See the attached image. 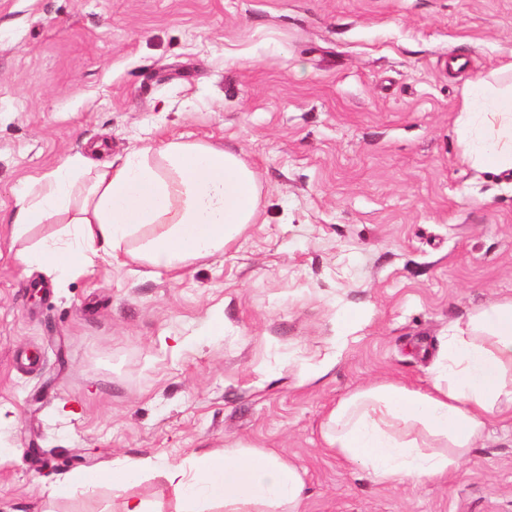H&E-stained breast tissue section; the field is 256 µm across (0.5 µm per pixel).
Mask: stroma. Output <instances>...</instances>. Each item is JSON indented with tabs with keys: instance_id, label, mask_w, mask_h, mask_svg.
<instances>
[{
	"instance_id": "stroma-1",
	"label": "stroma",
	"mask_w": 512,
	"mask_h": 512,
	"mask_svg": "<svg viewBox=\"0 0 512 512\" xmlns=\"http://www.w3.org/2000/svg\"><path fill=\"white\" fill-rule=\"evenodd\" d=\"M511 64L512 0H0V508L121 512L110 484L53 487L240 443L305 470L303 512H512V421L418 486L374 483L320 435L360 386L425 384L449 325L512 297V179L473 168L455 126L471 80ZM172 134L261 182L223 255L175 275L17 261L59 230L11 240L34 178ZM208 315L223 336L189 344Z\"/></svg>"
}]
</instances>
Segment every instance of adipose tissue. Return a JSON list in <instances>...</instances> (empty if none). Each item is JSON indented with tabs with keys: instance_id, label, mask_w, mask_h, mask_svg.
I'll list each match as a JSON object with an SVG mask.
<instances>
[{
	"instance_id": "1",
	"label": "adipose tissue",
	"mask_w": 512,
	"mask_h": 512,
	"mask_svg": "<svg viewBox=\"0 0 512 512\" xmlns=\"http://www.w3.org/2000/svg\"><path fill=\"white\" fill-rule=\"evenodd\" d=\"M465 158L477 169L512 170V85L471 84L456 118ZM255 171L236 151L172 135L121 162L75 155L24 189L13 239L60 224L58 238L17 252L27 266L84 268L98 256L176 271L214 256L258 218ZM512 420V298L474 309L448 329L445 351L426 385L379 382L333 404L321 423L325 447L396 487L441 481L456 472L495 420ZM147 472L174 488L176 512H302L307 485L292 461L263 448L207 449L176 465L160 455L73 474L58 497L103 482L122 489Z\"/></svg>"
}]
</instances>
